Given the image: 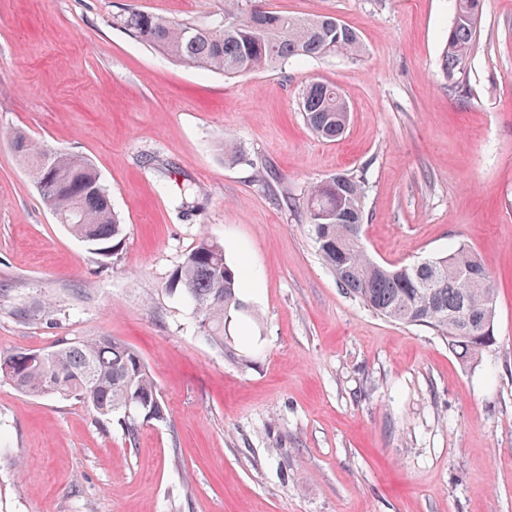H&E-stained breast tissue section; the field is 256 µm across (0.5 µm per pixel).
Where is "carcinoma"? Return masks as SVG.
Returning <instances> with one entry per match:
<instances>
[{
	"label": "carcinoma",
	"instance_id": "obj_1",
	"mask_svg": "<svg viewBox=\"0 0 512 512\" xmlns=\"http://www.w3.org/2000/svg\"><path fill=\"white\" fill-rule=\"evenodd\" d=\"M453 2V23L441 58L450 86L459 83L473 48L484 0ZM333 20L326 15L288 16L265 8L262 0H224V17L215 23L180 22L133 8L114 16L112 23L176 62L236 77L295 59L359 56L357 33ZM301 112L310 130L330 142L341 138L349 123L347 103L332 84H308L301 93ZM10 141L30 164L43 204L67 218L71 233L95 255L118 256L123 225L95 166L66 151L40 149L20 130ZM364 192L362 177L336 173L303 196L312 235L336 281L373 312L400 324L427 327L447 338L461 360H477L486 350L481 337L494 329L496 316L495 282L478 254L461 245L445 256L400 266L374 261L362 238ZM168 287L191 304L205 339L224 348V325L242 305L240 275L227 263L224 244L200 238ZM54 312L48 301L17 308L13 315L28 321L48 319ZM0 379L34 397L75 399L91 409L99 424L117 423L130 442L142 423L165 416L146 363L112 336L62 337L49 351L0 353Z\"/></svg>",
	"mask_w": 512,
	"mask_h": 512
}]
</instances>
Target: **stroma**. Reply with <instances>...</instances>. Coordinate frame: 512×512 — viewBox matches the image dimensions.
<instances>
[{
    "label": "stroma",
    "instance_id": "obj_1",
    "mask_svg": "<svg viewBox=\"0 0 512 512\" xmlns=\"http://www.w3.org/2000/svg\"><path fill=\"white\" fill-rule=\"evenodd\" d=\"M265 5L336 17L364 52L229 77L112 24L127 8L209 23L224 0H0V352L116 337L166 408L131 444L78 401L0 381V512H512V0H484L453 89L452 0ZM314 81L350 107L337 141L303 121ZM14 129L93 163L124 226L117 258L43 205ZM341 172L366 180L374 260L461 244L482 259L498 293L478 361L339 286L300 202ZM204 234L244 275L226 352L166 288ZM42 300L53 321L14 319Z\"/></svg>",
    "mask_w": 512,
    "mask_h": 512
}]
</instances>
